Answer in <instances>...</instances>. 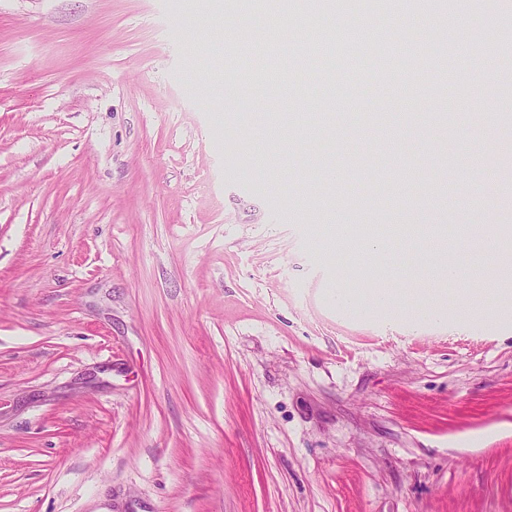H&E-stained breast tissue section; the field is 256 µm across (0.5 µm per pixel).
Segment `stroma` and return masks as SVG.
<instances>
[{"label":"stroma","mask_w":512,"mask_h":512,"mask_svg":"<svg viewBox=\"0 0 512 512\" xmlns=\"http://www.w3.org/2000/svg\"><path fill=\"white\" fill-rule=\"evenodd\" d=\"M310 4L0 0V512H512V295L470 240L512 226V9L405 7L378 86L305 45L362 11ZM404 41L458 71L408 84ZM395 215L452 232L364 270ZM380 285L416 306L336 298Z\"/></svg>","instance_id":"1"}]
</instances>
